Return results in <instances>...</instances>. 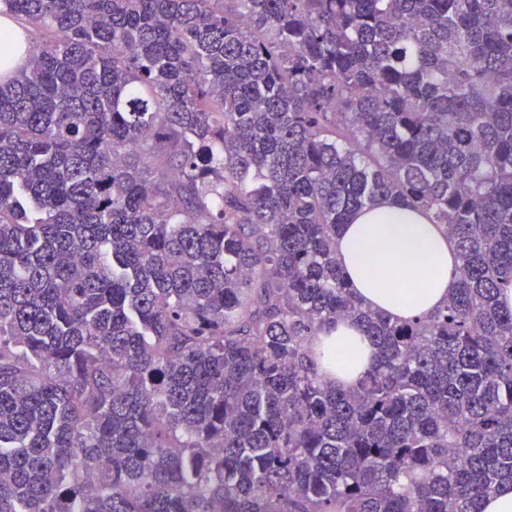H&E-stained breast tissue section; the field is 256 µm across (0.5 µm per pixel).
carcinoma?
<instances>
[{
    "instance_id": "1",
    "label": "carcinoma",
    "mask_w": 512,
    "mask_h": 512,
    "mask_svg": "<svg viewBox=\"0 0 512 512\" xmlns=\"http://www.w3.org/2000/svg\"><path fill=\"white\" fill-rule=\"evenodd\" d=\"M0 512H481L512 483V0H0ZM454 240L409 320L338 228ZM350 318L377 362H317ZM336 255L353 295L366 308L401 319L433 313L459 285L452 240L424 215L392 199L358 211L351 224H343Z\"/></svg>"
}]
</instances>
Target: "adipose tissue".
<instances>
[{"instance_id":"adipose-tissue-1","label":"adipose tissue","mask_w":512,"mask_h":512,"mask_svg":"<svg viewBox=\"0 0 512 512\" xmlns=\"http://www.w3.org/2000/svg\"><path fill=\"white\" fill-rule=\"evenodd\" d=\"M336 255L366 308L402 319L433 313L459 285L452 240L424 215L391 199L358 211L342 225ZM320 336L337 386H352L372 365L374 349L358 324L332 322Z\"/></svg>"}]
</instances>
